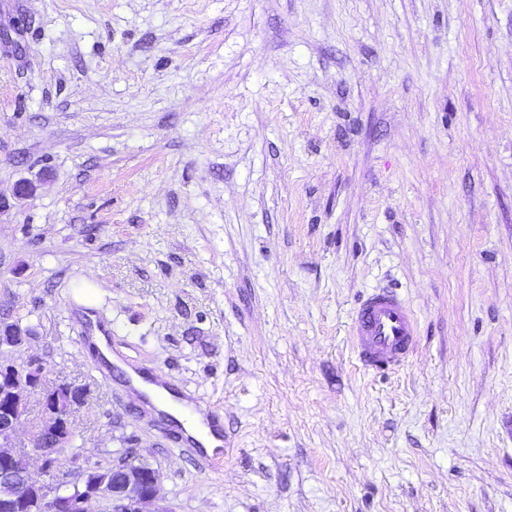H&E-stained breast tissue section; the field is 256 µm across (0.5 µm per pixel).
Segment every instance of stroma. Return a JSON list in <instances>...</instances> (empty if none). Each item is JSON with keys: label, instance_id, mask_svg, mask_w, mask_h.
I'll return each instance as SVG.
<instances>
[{"label": "stroma", "instance_id": "1", "mask_svg": "<svg viewBox=\"0 0 512 512\" xmlns=\"http://www.w3.org/2000/svg\"><path fill=\"white\" fill-rule=\"evenodd\" d=\"M39 181L19 200L18 183ZM422 328L364 371L375 288ZM224 410L201 469L72 332ZM5 360L170 512H512V0H0ZM349 336L360 365L374 373L405 366L421 340L413 309L393 288H376L357 303ZM72 330L76 335L75 339L83 346H94L100 350L99 345L104 341L112 350V328L93 310L85 309L80 319H76Z\"/></svg>", "mask_w": 512, "mask_h": 512}]
</instances>
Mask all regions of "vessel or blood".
Returning <instances> with one entry per match:
<instances>
[{"instance_id": "obj_1", "label": "vessel or blood", "mask_w": 512, "mask_h": 512, "mask_svg": "<svg viewBox=\"0 0 512 512\" xmlns=\"http://www.w3.org/2000/svg\"><path fill=\"white\" fill-rule=\"evenodd\" d=\"M76 339L82 345L99 346L111 342L112 328L93 310H85L72 326ZM349 336L356 358L367 371L385 373L405 366L421 340L418 319L402 294L391 288H377L354 307ZM97 370L104 380H118L125 388H132L135 377L155 384L164 390L174 404L183 406L188 415L199 417L206 434L215 442L214 449H206L195 437L182 434L177 442L184 453L198 464L216 466L224 455V413L222 409L192 399L174 385L164 374L149 371L139 365L113 371L109 360H102Z\"/></svg>"}]
</instances>
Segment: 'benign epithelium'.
Here are the masks:
<instances>
[{"label":"benign epithelium","instance_id":"1","mask_svg":"<svg viewBox=\"0 0 512 512\" xmlns=\"http://www.w3.org/2000/svg\"><path fill=\"white\" fill-rule=\"evenodd\" d=\"M28 332L14 322H0V349L20 345ZM8 376L0 380V512H18L34 498L42 512H92L100 502L107 512H146L144 506L158 497L160 474L148 462L129 451L112 464V482L90 477L92 470L82 466L72 480L38 482L30 474L27 460L20 459L24 447L18 439L21 418L28 398L38 394L45 424L38 437L28 436V445H38L36 454L44 468L57 462L60 449L71 437V397L85 396V390L72 384L50 386L42 362L31 357L22 364H0Z\"/></svg>","mask_w":512,"mask_h":512}]
</instances>
